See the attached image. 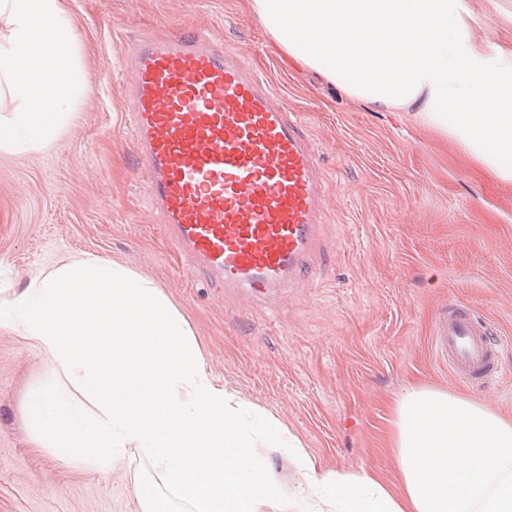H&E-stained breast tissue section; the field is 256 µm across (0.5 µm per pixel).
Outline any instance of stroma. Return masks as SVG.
Here are the masks:
<instances>
[{
  "label": "stroma",
  "instance_id": "35a3bbf8",
  "mask_svg": "<svg viewBox=\"0 0 512 512\" xmlns=\"http://www.w3.org/2000/svg\"><path fill=\"white\" fill-rule=\"evenodd\" d=\"M470 41L512 53V0H460ZM86 91L52 146L0 151V299L39 275L95 257L159 288L183 313L218 383L273 416L324 468L363 469L392 491L395 401L449 390L512 416V185L410 113L353 99L301 69L244 0H62ZM206 28L238 49L301 113L325 185L317 277L275 307L191 278L150 208L129 125L123 56L142 34ZM470 305L502 342L501 375L453 382L432 354L448 304ZM52 368L0 326V512H140L128 449L119 469L59 461L23 424Z\"/></svg>",
  "mask_w": 512,
  "mask_h": 512
}]
</instances>
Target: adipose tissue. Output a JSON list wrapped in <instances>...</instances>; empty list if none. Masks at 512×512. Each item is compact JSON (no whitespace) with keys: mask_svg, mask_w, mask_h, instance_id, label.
<instances>
[{"mask_svg":"<svg viewBox=\"0 0 512 512\" xmlns=\"http://www.w3.org/2000/svg\"><path fill=\"white\" fill-rule=\"evenodd\" d=\"M298 65L376 109H400L512 182V59L473 45L460 0H246ZM54 380L31 391L27 428L65 462L107 468L128 447L159 484L141 512H512V417L451 391L414 387L395 410L401 496L365 470L316 466L294 436L217 383L184 316L150 281L95 258L0 299ZM292 457L284 488L258 442Z\"/></svg>","mask_w":512,"mask_h":512,"instance_id":"ef3b65f1","label":"adipose tissue"}]
</instances>
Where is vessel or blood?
<instances>
[{"label": "vessel or blood", "mask_w": 512, "mask_h": 512, "mask_svg": "<svg viewBox=\"0 0 512 512\" xmlns=\"http://www.w3.org/2000/svg\"><path fill=\"white\" fill-rule=\"evenodd\" d=\"M148 198L190 276L257 301L314 275L323 185L311 137L267 77L214 34L149 33L127 58ZM434 344L457 382L486 383L502 347L449 305Z\"/></svg>", "instance_id": "1"}]
</instances>
